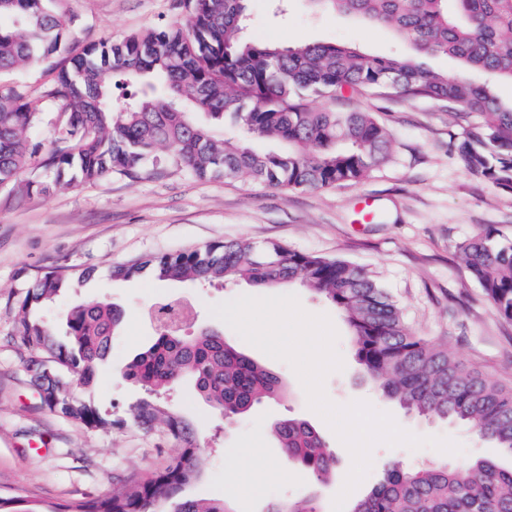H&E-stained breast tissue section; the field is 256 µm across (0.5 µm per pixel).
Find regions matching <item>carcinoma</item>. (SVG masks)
Returning <instances> with one entry per match:
<instances>
[{"instance_id": "carcinoma-1", "label": "carcinoma", "mask_w": 512, "mask_h": 512, "mask_svg": "<svg viewBox=\"0 0 512 512\" xmlns=\"http://www.w3.org/2000/svg\"><path fill=\"white\" fill-rule=\"evenodd\" d=\"M248 0H178L183 20L148 28L119 42L70 47L71 18L61 0H0V72L57 57L40 98L64 120L51 146L28 136L37 105L16 87H0V187L46 194L120 174L137 179L148 166L186 170L199 179L247 174L271 186L318 189L357 183L391 157L393 136L370 112L314 108L313 99L345 91L426 99L476 118L454 149L475 176L512 193V102L487 84L448 76L419 62L448 55L512 83V0H319L332 10L391 29L410 56H372L336 42L281 46L245 34ZM275 140L279 148L253 143ZM33 168L45 177L18 182ZM471 277L512 321V238L488 228L457 245ZM160 280L222 285L238 278L255 288L300 282L330 301L347 323L363 377L408 411L451 420L512 455V386L464 367L448 350L429 346L405 325L379 281L342 260L241 240L121 264L112 277L131 280L147 268ZM69 270L37 279L16 311L27 366L44 406L91 430L121 422L91 401L77 400L51 372L70 370L92 384L123 312L99 299L71 308L72 346L55 343L34 312L84 281ZM168 305L156 307V333L129 358L125 379L154 395L132 408L144 430L165 427L180 451L149 478L134 475L103 497L77 500L54 512H232L223 501L180 498L201 475L202 440L161 395L188 378L197 396L240 417L279 395L280 377L237 350L219 331L196 336L166 327ZM271 432L292 466L325 481L337 459L317 428L285 418ZM269 512H318L311 500L275 503ZM349 512H512V468L485 458L384 469Z\"/></svg>"}]
</instances>
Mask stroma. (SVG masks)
<instances>
[{
	"mask_svg": "<svg viewBox=\"0 0 512 512\" xmlns=\"http://www.w3.org/2000/svg\"><path fill=\"white\" fill-rule=\"evenodd\" d=\"M176 0H63L75 20L77 45L119 41L146 28L179 21ZM250 37L285 46L345 42L367 54H408V43L391 32L333 12H314L307 0H288L274 14L270 0H251ZM53 72L49 64L0 72V86H23L37 99L41 122L30 134L51 142L58 118L55 107L39 97ZM336 107L373 113L394 136L388 163L358 183L314 190L268 186L248 178L201 181L173 168L147 171L132 180L115 175L96 183L61 187L47 196L0 190V494L21 500L30 512H51L80 498L108 494L130 474L150 476L175 457L179 448L163 428L146 432L126 421L143 390L123 380L125 360L154 333L147 315L157 302L184 300L195 308L185 335L220 327L233 345L283 380L286 391L254 406L228 423L204 403L191 384L163 399L204 439L202 476L188 485L186 499H220L232 512H266L282 498L314 499L320 512H333V499L352 466L349 450L308 406L292 367L243 340L209 312L210 305L242 295L269 296L237 280L214 287L161 281L145 274L132 280L112 277L115 265L143 260L208 243L251 240L278 242L288 248L343 259L375 275L399 304L407 326L434 346L448 347L465 367L490 380L512 385V322L498 314L475 282L456 248L458 242L493 227L512 237V193L471 174L450 150L468 128V115L448 112L427 100L369 92L336 99ZM55 268L88 269L92 278L44 304L38 317L55 337L64 335V318L77 303L101 298L124 310L121 334L111 353L96 367L85 387L67 371L59 376L72 396L93 401L120 429L90 430L50 412L41 403L25 366L15 311L37 278ZM296 295L304 311L328 316L337 331L344 368L327 375V397L337 405L369 402L390 413L403 429L420 437L459 443L467 457H488L512 465L494 443L455 422L406 412L377 396L361 378L350 331L334 305L300 284L279 287ZM303 418L322 433L338 460L328 480L286 466L280 448L268 436L280 419ZM250 454L259 481L239 474V459ZM369 473L352 492L359 499L379 480L384 468H412L447 461V453L425 446L375 444ZM287 469V477L276 472Z\"/></svg>",
	"mask_w": 512,
	"mask_h": 512,
	"instance_id": "1",
	"label": "stroma"
}]
</instances>
